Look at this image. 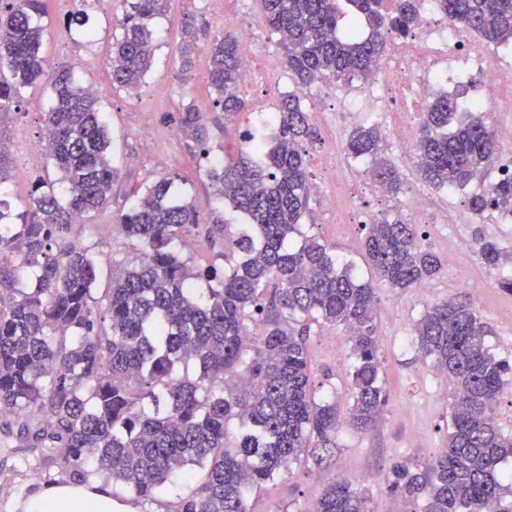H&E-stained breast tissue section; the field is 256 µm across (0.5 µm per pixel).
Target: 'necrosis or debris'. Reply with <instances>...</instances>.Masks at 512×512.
I'll use <instances>...</instances> for the list:
<instances>
[{"instance_id":"1","label":"necrosis or debris","mask_w":512,"mask_h":512,"mask_svg":"<svg viewBox=\"0 0 512 512\" xmlns=\"http://www.w3.org/2000/svg\"><path fill=\"white\" fill-rule=\"evenodd\" d=\"M418 32L394 40L376 65L367 97L386 116L387 130L411 154L412 130L405 116L430 100L438 87H476L474 102L487 112H512V66L497 64V49L476 45L471 30L452 24L434 0H420Z\"/></svg>"}]
</instances>
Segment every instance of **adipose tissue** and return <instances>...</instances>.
I'll return each instance as SVG.
<instances>
[{"label":"adipose tissue","instance_id":"adipose-tissue-1","mask_svg":"<svg viewBox=\"0 0 512 512\" xmlns=\"http://www.w3.org/2000/svg\"><path fill=\"white\" fill-rule=\"evenodd\" d=\"M25 512H132L129 502L114 500L109 490L79 484H54L32 493Z\"/></svg>","mask_w":512,"mask_h":512}]
</instances>
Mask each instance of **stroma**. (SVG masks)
Returning <instances> with one entry per match:
<instances>
[{"label":"stroma","instance_id":"35a3bbf8","mask_svg":"<svg viewBox=\"0 0 512 512\" xmlns=\"http://www.w3.org/2000/svg\"><path fill=\"white\" fill-rule=\"evenodd\" d=\"M78 11L83 14L82 20L71 22V14ZM124 11L123 0H85L81 6L70 0H45L41 17V50L48 61L70 65L77 82L95 78L97 98L110 132L112 160L119 169L109 208L72 225L68 234L70 240L89 247L98 257L100 283L104 286L109 283L113 264L132 266L141 258L139 245L114 230L115 215L163 179L171 181L175 199L191 202L199 213V225L190 233L195 248L179 242L175 251L192 258L195 266L223 267L224 244L219 240L205 242L206 227L216 222L238 224L242 216L219 199L205 164L208 157L233 153L244 133L253 131L254 126L247 114L228 117L216 107L208 85L207 51L215 37L226 31L238 32L240 22L245 21L261 34L256 48L258 58L283 56L279 37L268 27L260 0H238L239 20L227 28L217 25L212 0H170L167 14L155 22L152 66L142 87L128 92L113 86L107 51ZM187 26L194 29L197 40L193 67L185 76L181 73L179 44ZM87 29L95 32V40L84 37ZM365 88L360 81L346 86L319 82L302 95L306 110L324 114L316 124L320 138L307 149L311 200L301 219L302 230L321 240L338 257L352 262L360 276L370 279L374 271L363 257L361 218L406 215L414 199L421 196L426 200V221L417 227L419 242L439 255L443 272L422 290L385 284L378 288V357L388 392L379 424L365 433L342 426L336 434L335 448L325 452L322 462H314L308 455L293 462L276 481L265 484L253 495L252 512H312L322 490L338 481L366 491L371 512H414L413 506L390 492L388 479L395 463H427L448 442L449 384L414 343V326L432 303L454 297L473 304L495 331L488 339L489 345L499 357L512 360V294L498 286L502 269L486 266L472 245L474 231L479 228L503 252L512 253V228L496 223L490 211L468 224L445 220L446 215L466 208L470 195L483 192L485 180L473 181L465 189L451 193L432 188L418 179L415 168L389 138L385 141V156L402 177V192L386 198L373 196L369 191V163L347 157L343 160L344 178L353 208L344 219L325 205L330 187L326 156L333 148L344 147L353 128L379 122L373 114L353 109L333 113L332 95L341 92L355 97ZM51 103V85L43 79L23 90L19 110L0 113V140L11 147L10 178L0 186V197L11 203L23 204L38 180L57 179L45 154L32 160L26 153L28 144L39 141L43 114ZM187 105L204 119V143L182 136L177 128L174 118ZM161 156L168 157L167 166L157 165ZM308 350L314 383L332 375L336 400L347 405L346 373L351 358L344 330L338 326L314 328ZM24 456L18 440L0 441V512H17V502L26 500L41 486L65 479L52 467L27 469Z\"/></svg>","mask_w":512,"mask_h":512}]
</instances>
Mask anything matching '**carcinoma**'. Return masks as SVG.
<instances>
[{
    "mask_svg": "<svg viewBox=\"0 0 512 512\" xmlns=\"http://www.w3.org/2000/svg\"><path fill=\"white\" fill-rule=\"evenodd\" d=\"M267 25L279 34L295 90L279 101L278 134L249 145L212 170L218 195L246 218L214 224L208 242L224 239L228 269L200 270L172 250L198 225L194 207L170 197L171 182L150 186L119 215L121 233L140 244L133 267L112 266L99 287L97 257L67 239L72 224L109 202L118 169L108 128L94 94L70 68L41 54L42 0H0V112L22 89L50 77L54 104L44 113L40 148L60 172L62 191L37 184L24 207L0 198V434L27 449L25 461L53 466L88 484L104 475L153 503L173 479L196 466L204 480L177 497L170 512H251L254 489L309 452L336 444L347 422L357 432L377 425L388 397L377 356V293L324 243L300 231L309 208L304 145L319 133L299 93L331 78L368 80L391 34L415 27L418 0H260ZM454 24L485 43L512 46V0H439ZM120 35L112 36V82L140 88L154 55V22L169 0H125ZM362 23L371 32L356 35ZM195 48L183 31L182 71ZM238 38L226 33L210 48L209 86L224 114L248 109ZM415 152L417 172L436 189H463L500 153L490 113L459 110L446 93L423 113ZM180 132L202 143L206 126L183 108ZM348 157L369 159L373 179L391 194L402 190L384 156L377 127L360 126L345 143ZM512 201L504 178L468 198L475 216ZM366 258L391 288H418L441 272L440 258L421 247L402 218L362 225ZM489 267L507 256L476 238ZM263 337L251 343L249 322ZM345 329L353 363L350 404L341 415L336 391L313 387L311 327ZM418 351L452 385L448 445L421 467L396 464L388 488L420 504L418 512H512V433L495 417L499 396L512 387V361L487 342L488 323L469 304L433 303L414 327ZM196 372L189 373V366ZM43 413L36 421L32 412ZM369 497L346 483L327 488L313 512H370Z\"/></svg>",
    "mask_w": 512,
    "mask_h": 512,
    "instance_id": "1",
    "label": "carcinoma"
}]
</instances>
